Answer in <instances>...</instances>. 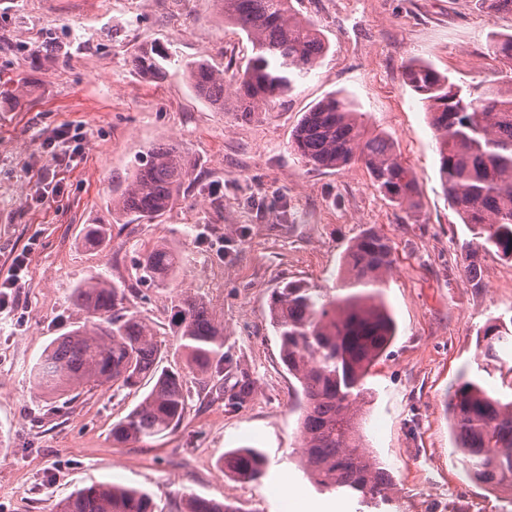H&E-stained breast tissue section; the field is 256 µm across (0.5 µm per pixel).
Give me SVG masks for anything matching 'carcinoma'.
Here are the masks:
<instances>
[{
  "instance_id": "1",
  "label": "carcinoma",
  "mask_w": 512,
  "mask_h": 512,
  "mask_svg": "<svg viewBox=\"0 0 512 512\" xmlns=\"http://www.w3.org/2000/svg\"><path fill=\"white\" fill-rule=\"evenodd\" d=\"M214 2L224 12V22L240 29L251 44L245 68L232 74L236 111L244 117L291 92L328 51L320 31L300 16L292 0ZM487 51L502 69L497 78L480 84L455 83L424 61L409 63L403 72L405 83L425 102L448 202L473 233L464 266L473 280L479 273V252L494 249L512 257V33L491 34ZM170 64L171 56L153 46L131 59L132 68L154 82L166 78ZM183 69L197 96L224 111V69L206 60L186 62ZM291 148L313 167L360 163L390 202L408 210L417 204L416 174L401 160L391 137L367 135L347 97L330 95L306 112ZM188 175L176 146L154 145L112 198V210L128 224L159 218L171 209ZM106 233L101 225L87 226L86 246L99 247ZM180 261L169 245L156 243L132 260V282L118 284L92 273L79 283L72 300L85 322L47 346L33 367V388L73 400L109 383L119 388L153 383L143 400L112 426V439L119 443L174 431L194 399L193 384L207 383L214 375L234 379L229 386H218L228 406L246 402L252 382L226 364L224 325L204 302L188 295L177 300L178 347L188 359L185 372L160 367V332L124 306L143 285L170 286ZM392 264L388 238L370 228L344 256L340 289L345 295L288 282L273 292L269 303L281 360L298 384L300 468L320 490L357 496L376 508L391 504L393 478L362 444L357 419L369 371L396 334L383 297ZM511 337L512 331L501 324L487 326L482 334L486 362L499 361L498 349ZM448 410L454 451L463 456L467 476L487 486L511 488L512 398L498 397L481 380L466 378L449 399ZM224 468L241 480L256 481L266 474L268 459L254 448H236L224 456ZM54 512H157V505L141 488L94 483L59 501ZM182 512L242 510L186 494Z\"/></svg>"
}]
</instances>
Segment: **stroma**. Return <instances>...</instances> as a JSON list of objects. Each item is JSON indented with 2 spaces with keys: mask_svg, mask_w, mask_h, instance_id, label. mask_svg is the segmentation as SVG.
Wrapping results in <instances>:
<instances>
[{
  "mask_svg": "<svg viewBox=\"0 0 512 512\" xmlns=\"http://www.w3.org/2000/svg\"><path fill=\"white\" fill-rule=\"evenodd\" d=\"M296 7L328 51L287 97L244 118L230 103L210 108L180 66L244 64L246 37L225 24L214 0H0V278L13 253L31 251L24 288L0 311V512H53L102 481L149 491L158 512H180L185 493L243 512H291L276 490L287 473L315 512H374L319 491L298 469L296 381L269 316L270 297L285 283L336 288L348 245L368 228L389 239L394 259L384 300L397 333L370 371L361 410L365 442L395 480L388 512H512L511 490L463 473L448 413L465 373L512 397V354L482 374L478 338L487 323H512V259L484 252L480 284L464 274L461 247L472 234L448 203L424 106L403 79L413 60L472 83L492 74L487 38L512 32V13L490 12L481 0ZM154 44L173 59L157 83L129 65ZM332 93L353 100L366 131L392 137L419 179L415 209L393 205L361 165L317 169L291 151L302 114ZM66 126L85 135L70 161L50 146ZM158 142L174 144L188 163L177 201L158 223H117L115 177ZM88 224L108 229L93 250L83 240ZM158 242L183 257L174 281L143 289L127 306L157 325L164 366L187 363L174 306L191 295L223 321L224 350L254 389L238 408L208 398L175 432L119 444L112 426L144 390L106 384L54 411L29 374L45 347L82 321L73 289L93 272L128 278L134 255ZM235 448L265 453L266 476L224 474L219 462Z\"/></svg>",
  "mask_w": 512,
  "mask_h": 512,
  "instance_id": "stroma-1",
  "label": "stroma"
}]
</instances>
